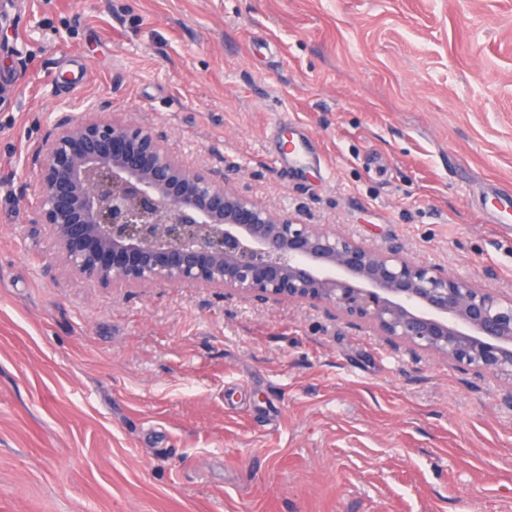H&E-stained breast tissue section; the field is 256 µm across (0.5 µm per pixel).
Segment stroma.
<instances>
[{"label": "stroma", "instance_id": "obj_1", "mask_svg": "<svg viewBox=\"0 0 512 512\" xmlns=\"http://www.w3.org/2000/svg\"><path fill=\"white\" fill-rule=\"evenodd\" d=\"M0 42V512H512L501 381L323 305L101 287L18 200L96 112L510 293L512 0H9Z\"/></svg>", "mask_w": 512, "mask_h": 512}]
</instances>
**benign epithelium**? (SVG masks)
<instances>
[{"label": "benign epithelium", "instance_id": "obj_1", "mask_svg": "<svg viewBox=\"0 0 512 512\" xmlns=\"http://www.w3.org/2000/svg\"><path fill=\"white\" fill-rule=\"evenodd\" d=\"M33 157L35 231L86 280L324 305L512 383V293L274 212L233 188L230 174L182 164L139 122L86 112Z\"/></svg>", "mask_w": 512, "mask_h": 512}]
</instances>
